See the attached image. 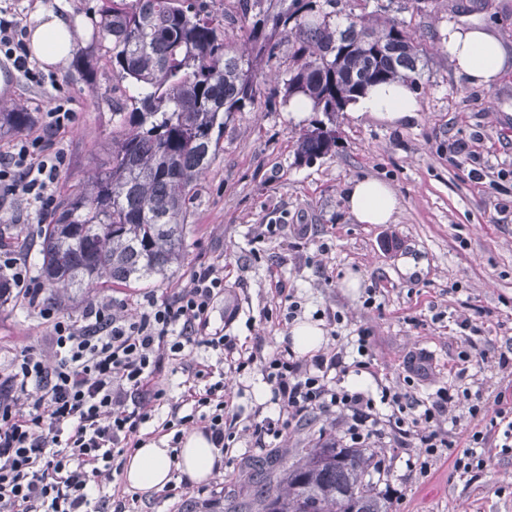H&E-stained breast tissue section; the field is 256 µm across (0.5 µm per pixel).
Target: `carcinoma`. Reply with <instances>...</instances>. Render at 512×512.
Returning <instances> with one entry per match:
<instances>
[{
    "mask_svg": "<svg viewBox=\"0 0 512 512\" xmlns=\"http://www.w3.org/2000/svg\"><path fill=\"white\" fill-rule=\"evenodd\" d=\"M101 0L93 41L111 44L112 74L142 89L131 111L112 107V153L105 170L56 205L41 241L52 290L165 280L184 261V224L193 181L215 162L224 125L251 112L259 69L288 41L284 96L322 113L296 141L301 161L336 147V113L373 84L422 77L421 44L387 16L394 0ZM22 108L0 112L21 132ZM371 457L327 442L290 463L282 481L263 483L258 512H389L366 480Z\"/></svg>",
    "mask_w": 512,
    "mask_h": 512,
    "instance_id": "carcinoma-1",
    "label": "carcinoma"
}]
</instances>
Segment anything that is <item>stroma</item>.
<instances>
[{
	"mask_svg": "<svg viewBox=\"0 0 512 512\" xmlns=\"http://www.w3.org/2000/svg\"><path fill=\"white\" fill-rule=\"evenodd\" d=\"M98 2L0 0L27 26L52 9L79 27L76 50L85 65L69 62L37 84L0 61L7 84L0 109L32 112L29 133L44 134L42 115L56 104L73 114L69 128L44 135L48 152L64 157L54 190L58 200L105 167L112 150V106L132 105L136 95L130 81L113 77L104 47L92 40L88 9ZM399 17L427 49L415 118L394 123L344 109L336 115L335 151L299 161L295 144L314 115L294 116L282 94L273 93L277 75L288 68V54L280 52L262 69L254 111L237 113L225 126L216 162L193 184L183 265L162 282L150 278L54 299L63 315H80L90 304L112 298L135 312L144 295L170 297L195 270L220 262L224 295L210 326L223 328L254 355L238 372L219 352L196 346L182 359L166 361L158 373L173 399L187 391L186 380L197 366H208V383L223 382L238 418L219 474L171 499L160 491L130 489L118 471L108 481L95 477L90 496L97 512H222L231 502L251 512L252 461H263L273 482L282 460H296L305 449L330 440L351 447L349 421L337 411L292 423L262 448L252 438L253 422L278 415L277 405L256 398L255 387L292 327L284 313L288 296L298 304L297 320L322 324V354L339 352L352 362L358 332L368 331L372 365L345 377L349 389L360 387L377 398L390 387L422 402L444 389L479 392L488 413L512 407V68L494 87H476L436 49L449 23L474 17L494 27L512 49V0L488 6L434 0L426 14L405 10ZM457 142L466 143L469 154L452 164L448 155ZM361 177L382 180L394 191L399 205L393 222L360 224L346 211L344 192ZM50 220V212L33 205L0 208V227L10 226L24 241L17 255L36 276ZM269 224L277 232L266 238L262 232ZM352 275L361 280L355 290L344 285ZM51 334L50 324L29 311L24 299L1 300L0 375H8L27 348L52 355ZM416 357L423 369L413 373L409 365ZM475 426L486 435L485 464L454 471L452 461L466 449ZM439 428L451 445L430 459L416 439L390 427L362 442L365 453L384 463L370 478L390 512H512V449L502 447V426L473 422L461 400Z\"/></svg>",
	"mask_w": 512,
	"mask_h": 512,
	"instance_id": "35a3bbf8",
	"label": "stroma"
}]
</instances>
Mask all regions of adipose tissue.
I'll return each mask as SVG.
<instances>
[{"label": "adipose tissue", "mask_w": 512, "mask_h": 512, "mask_svg": "<svg viewBox=\"0 0 512 512\" xmlns=\"http://www.w3.org/2000/svg\"><path fill=\"white\" fill-rule=\"evenodd\" d=\"M73 25L51 10L43 11L31 33L29 49L41 63L67 65L76 46ZM448 59L457 73L469 83L491 87L512 67L503 44L493 31L476 23L449 25L445 35ZM358 113H371L396 122L414 116L420 108L416 91L406 82L393 81L370 87L355 103ZM344 204L361 224L391 223L398 199L390 187L376 178L355 180L347 190ZM220 460L217 448L199 431L187 433L179 452H171L166 441H144L123 464V478L129 487L141 492L162 490L173 470H180L190 481L210 480Z\"/></svg>", "instance_id": "adipose-tissue-1"}]
</instances>
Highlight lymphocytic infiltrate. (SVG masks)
<instances>
[{"label": "lymphocytic infiltrate", "instance_id": "lymphocytic-infiltrate-1", "mask_svg": "<svg viewBox=\"0 0 512 512\" xmlns=\"http://www.w3.org/2000/svg\"><path fill=\"white\" fill-rule=\"evenodd\" d=\"M24 36L16 18L0 16V53L36 82L40 76L25 51ZM71 121L69 110L55 106L44 115L43 135L20 137L0 156V207L23 201L43 209L51 204L64 158L47 153L45 136ZM0 277L50 322L55 349L50 359L40 350H24L0 381V512H90L91 476L110 477L115 458L139 446L140 427L164 404L177 425L201 420L216 448L232 439L233 407L216 386L190 389L191 401L202 411L197 417L182 414L181 403L169 402L155 381L163 360L177 359L189 346L234 354L239 368L252 361V353L208 331L215 299L224 290L223 266L196 270L170 298H147L136 313L111 301L91 305L78 318L60 316L42 304L40 285L18 257L0 254ZM356 344L359 359L351 366L338 353L305 363L291 348L277 351L264 373L281 416L255 423L253 435L277 439L290 421L336 408L350 418L353 439L373 438L382 431L379 407L384 404L392 409L396 426L420 425L417 438L425 454L446 447L432 424L446 414L454 396L438 392L408 420L404 414L414 406L408 394L386 389L376 399L345 388L349 369L370 366L367 332H359Z\"/></svg>", "mask_w": 512, "mask_h": 512}]
</instances>
